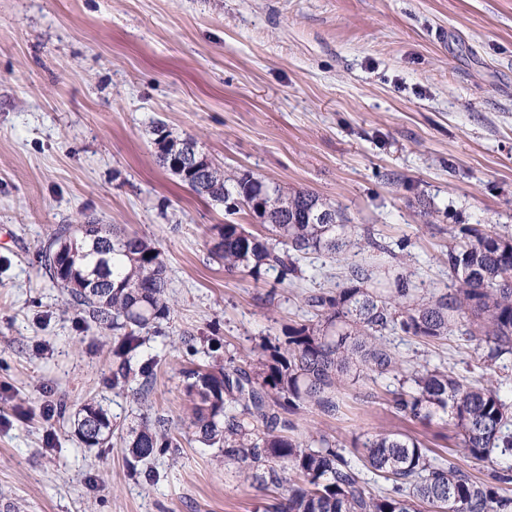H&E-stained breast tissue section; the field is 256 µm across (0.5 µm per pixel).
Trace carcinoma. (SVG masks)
Wrapping results in <instances>:
<instances>
[{
  "label": "carcinoma",
  "mask_w": 512,
  "mask_h": 512,
  "mask_svg": "<svg viewBox=\"0 0 512 512\" xmlns=\"http://www.w3.org/2000/svg\"><path fill=\"white\" fill-rule=\"evenodd\" d=\"M149 133L156 161L169 168L167 156L184 138L159 123ZM200 160L203 172L177 178L227 212L248 209L268 233L256 235L242 224L210 228V254L230 275L257 282L272 272L283 283L300 277V261L310 254L334 258L353 246L383 249L369 235L362 243L353 239L344 211L312 191H290L249 173L229 176L203 152ZM458 234L460 241L448 247L451 288L431 290L412 272L390 281L371 266H351L336 287L305 296L307 318L263 340L257 360L214 359L182 370L192 440L234 465L243 480L274 493L267 512H512L503 488L512 483V407L491 384L438 368L404 370L384 339L399 330L429 344L460 332L475 338L490 363L512 354V234L471 225ZM41 262L96 328L116 333L112 388L123 392L130 375L140 374L144 384L132 395L144 409L153 360L137 359V349L159 333L172 310L159 248L114 224H61L43 246ZM393 373L408 390L393 392L392 408L415 421L449 417L464 454L484 463L490 479L475 480L452 462L433 463L419 438L401 432L370 435L351 455L330 434H295L293 416L303 410L331 418L340 413L341 384ZM74 432L88 448L118 437L132 472L182 450L165 420L144 411L124 430L96 401L75 412ZM362 466L390 488L368 487Z\"/></svg>",
  "instance_id": "1"
}]
</instances>
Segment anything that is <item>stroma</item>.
<instances>
[{"label": "stroma", "instance_id": "1", "mask_svg": "<svg viewBox=\"0 0 512 512\" xmlns=\"http://www.w3.org/2000/svg\"><path fill=\"white\" fill-rule=\"evenodd\" d=\"M157 121L228 175L310 190L404 251L313 254L291 283L225 274L210 227L264 228L160 167ZM92 219L163 254L173 310L138 353L157 359L155 413L186 431L181 371L208 363L211 339L242 359L348 266H403L442 288L453 226L512 233V0H0V512H264L267 494L197 444L151 462L149 480L120 443L75 436L90 400L120 427L139 418L112 388L116 336L83 325L39 259L57 225ZM386 341L405 365L492 383L512 405V358L484 366L458 334ZM398 388L390 374L343 386L339 417L303 411L299 427L347 446L407 433L484 477L452 424L393 414Z\"/></svg>", "mask_w": 512, "mask_h": 512}]
</instances>
